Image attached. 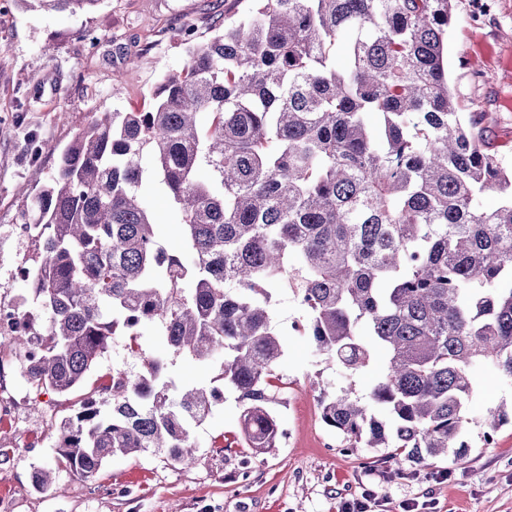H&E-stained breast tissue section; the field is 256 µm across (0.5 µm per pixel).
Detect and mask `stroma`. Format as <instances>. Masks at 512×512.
<instances>
[{
	"instance_id": "stroma-1",
	"label": "stroma",
	"mask_w": 512,
	"mask_h": 512,
	"mask_svg": "<svg viewBox=\"0 0 512 512\" xmlns=\"http://www.w3.org/2000/svg\"><path fill=\"white\" fill-rule=\"evenodd\" d=\"M251 0H103L89 12H42L0 0V300L32 299L19 268L34 255L21 213L41 188L34 168L51 174L61 151L94 113L132 112L169 72L188 62L191 43L214 23L245 16ZM192 37H185V30ZM448 79L460 111L481 119L492 151L512 166V0H456L448 32ZM162 248L182 238L160 187L143 186ZM137 342V353L127 349ZM154 324L115 337L87 385L107 383L113 368L140 372L143 357L165 351ZM286 402L285 432L275 453L252 455L243 444L234 399L194 427V463L155 455L115 458L91 478L57 472L51 489L32 475L56 454L57 426L76 396L36 392L22 353L0 347V501L10 512H338L345 499H366L368 512H512V419L484 438L487 408L512 403V381L492 368L476 373L469 401L470 448L464 454L407 462L390 448H346L320 419L318 396L353 385L368 395L378 373L347 375L312 337L288 334L277 370Z\"/></svg>"
}]
</instances>
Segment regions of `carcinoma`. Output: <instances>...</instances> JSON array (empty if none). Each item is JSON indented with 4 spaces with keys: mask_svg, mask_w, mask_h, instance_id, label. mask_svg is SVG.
Instances as JSON below:
<instances>
[{
    "mask_svg": "<svg viewBox=\"0 0 512 512\" xmlns=\"http://www.w3.org/2000/svg\"><path fill=\"white\" fill-rule=\"evenodd\" d=\"M46 12L103 0H20ZM165 75L137 112L78 130L22 214L34 312L8 345L29 383L80 389L114 336L158 322L169 350L222 386L172 392L168 360L88 393L61 421L55 469L94 476L117 456L191 464L192 427L225 395L254 455L283 432V337L273 292L297 290L307 331L354 376L379 364L365 401L322 392L347 448H397L416 464L469 448L473 376L512 380V169L488 150L448 85L455 0H253ZM151 178L185 251L158 244ZM499 196L487 208L483 197Z\"/></svg>",
    "mask_w": 512,
    "mask_h": 512,
    "instance_id": "carcinoma-1",
    "label": "carcinoma"
}]
</instances>
